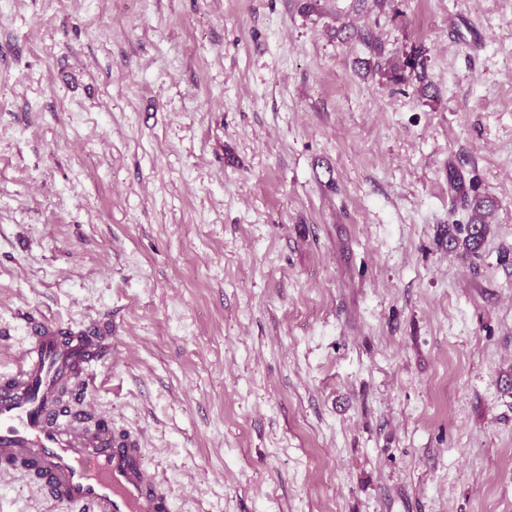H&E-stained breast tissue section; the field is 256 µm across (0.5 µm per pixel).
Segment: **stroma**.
<instances>
[{
  "mask_svg": "<svg viewBox=\"0 0 512 512\" xmlns=\"http://www.w3.org/2000/svg\"><path fill=\"white\" fill-rule=\"evenodd\" d=\"M306 2L0 0V376L105 328L173 512H512V0ZM375 57L373 68L377 69L387 82L401 84L415 79L422 97H434L430 92L434 89L433 84L426 74V50L423 46L412 48L402 56L388 58H385L382 50L379 49ZM467 206L471 209V220L470 224H467L464 229L466 235L460 243V240L450 231L449 226L448 246L457 248L461 245L466 252H471L476 250L482 244L487 235L488 224L486 222V217L490 213L492 204L485 199L475 196L470 200Z\"/></svg>",
  "mask_w": 512,
  "mask_h": 512,
  "instance_id": "35a3bbf8",
  "label": "stroma"
}]
</instances>
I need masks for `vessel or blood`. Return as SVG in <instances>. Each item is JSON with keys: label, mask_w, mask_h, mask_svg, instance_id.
Here are the masks:
<instances>
[{"label": "vessel or blood", "mask_w": 512, "mask_h": 512, "mask_svg": "<svg viewBox=\"0 0 512 512\" xmlns=\"http://www.w3.org/2000/svg\"><path fill=\"white\" fill-rule=\"evenodd\" d=\"M112 344L96 325L61 334L48 320L27 326V345L0 377V472L37 484L51 505L86 512H172L139 438L113 432L84 410L63 408V392L105 362Z\"/></svg>", "instance_id": "1"}]
</instances>
